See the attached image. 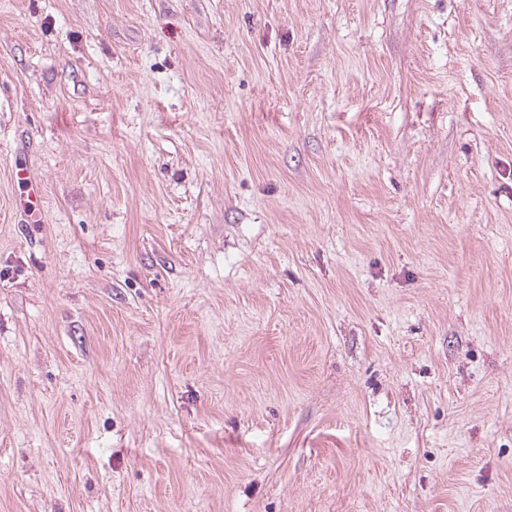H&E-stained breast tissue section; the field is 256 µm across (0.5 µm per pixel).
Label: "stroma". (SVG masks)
<instances>
[{
	"label": "stroma",
	"instance_id": "stroma-1",
	"mask_svg": "<svg viewBox=\"0 0 512 512\" xmlns=\"http://www.w3.org/2000/svg\"><path fill=\"white\" fill-rule=\"evenodd\" d=\"M0 512H512V0H0Z\"/></svg>",
	"mask_w": 512,
	"mask_h": 512
}]
</instances>
